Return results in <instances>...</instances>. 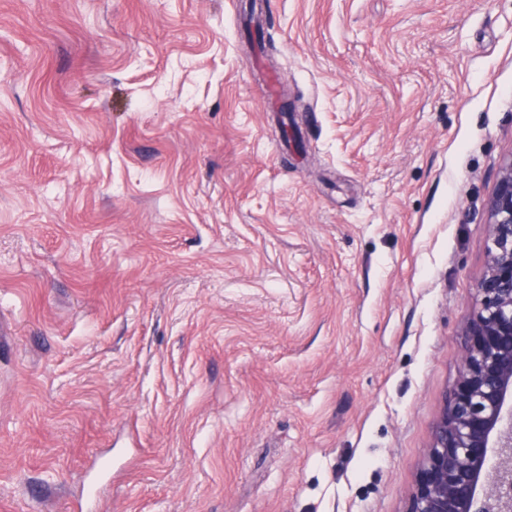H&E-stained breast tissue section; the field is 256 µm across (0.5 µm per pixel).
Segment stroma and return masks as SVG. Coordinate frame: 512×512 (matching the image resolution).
Wrapping results in <instances>:
<instances>
[{"mask_svg":"<svg viewBox=\"0 0 512 512\" xmlns=\"http://www.w3.org/2000/svg\"><path fill=\"white\" fill-rule=\"evenodd\" d=\"M0 0V512H405L512 158V0Z\"/></svg>","mask_w":512,"mask_h":512,"instance_id":"1","label":"stroma"}]
</instances>
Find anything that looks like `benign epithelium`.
<instances>
[{
	"instance_id": "obj_1",
	"label": "benign epithelium",
	"mask_w": 512,
	"mask_h": 512,
	"mask_svg": "<svg viewBox=\"0 0 512 512\" xmlns=\"http://www.w3.org/2000/svg\"><path fill=\"white\" fill-rule=\"evenodd\" d=\"M488 218V262L462 368L444 396L406 512H512V158Z\"/></svg>"
}]
</instances>
